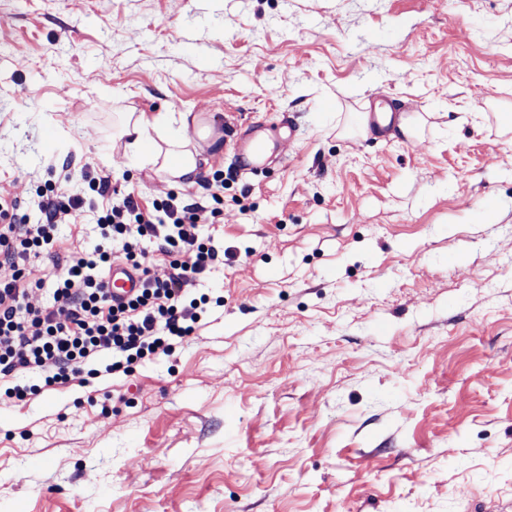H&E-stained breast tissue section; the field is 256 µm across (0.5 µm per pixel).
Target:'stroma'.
Segmentation results:
<instances>
[{
	"instance_id": "35a3bbf8",
	"label": "stroma",
	"mask_w": 512,
	"mask_h": 512,
	"mask_svg": "<svg viewBox=\"0 0 512 512\" xmlns=\"http://www.w3.org/2000/svg\"><path fill=\"white\" fill-rule=\"evenodd\" d=\"M376 102L416 136L364 133ZM126 112L210 128L193 185L127 162ZM510 149L512 0H0V187L29 223L85 171L224 208L206 325L0 407V512H512ZM56 236L100 241L89 211Z\"/></svg>"
}]
</instances>
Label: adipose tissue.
Wrapping results in <instances>:
<instances>
[{"mask_svg":"<svg viewBox=\"0 0 512 512\" xmlns=\"http://www.w3.org/2000/svg\"><path fill=\"white\" fill-rule=\"evenodd\" d=\"M125 134L124 153L138 159L140 167L157 169L174 184L193 183L199 163L191 148L187 114L161 112L150 117L132 112Z\"/></svg>","mask_w":512,"mask_h":512,"instance_id":"adipose-tissue-1","label":"adipose tissue"}]
</instances>
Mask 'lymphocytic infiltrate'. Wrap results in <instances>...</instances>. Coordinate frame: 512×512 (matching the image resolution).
<instances>
[{
  "label": "lymphocytic infiltrate",
  "mask_w": 512,
  "mask_h": 512,
  "mask_svg": "<svg viewBox=\"0 0 512 512\" xmlns=\"http://www.w3.org/2000/svg\"><path fill=\"white\" fill-rule=\"evenodd\" d=\"M88 188L89 196L83 197L59 183H46L34 224L19 223L16 201L0 192V264L14 271L11 280L0 281L1 405L86 376L129 374L144 358L170 355L208 315L207 295H193L191 287L210 273L219 250L197 230L199 207L172 194L145 209L128 194L101 209L98 199L113 193L110 177L89 178ZM85 209L95 211L101 241L93 251L60 260L54 231ZM151 246L169 257L168 278L151 276L146 264ZM33 254L65 265L52 283L48 303L37 309L26 302L30 289L39 285L27 267ZM119 255L139 274L141 285L115 303L104 279ZM61 310L67 313L63 322L57 318ZM30 372L42 373L43 385L23 383Z\"/></svg>",
  "instance_id": "1"
}]
</instances>
